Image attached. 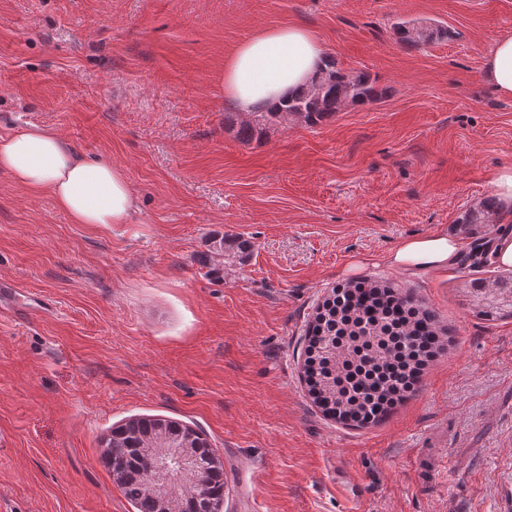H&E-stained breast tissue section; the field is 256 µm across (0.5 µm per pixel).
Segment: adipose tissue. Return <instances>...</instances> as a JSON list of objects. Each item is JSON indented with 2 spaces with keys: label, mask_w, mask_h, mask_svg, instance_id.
Masks as SVG:
<instances>
[{
  "label": "adipose tissue",
  "mask_w": 512,
  "mask_h": 512,
  "mask_svg": "<svg viewBox=\"0 0 512 512\" xmlns=\"http://www.w3.org/2000/svg\"><path fill=\"white\" fill-rule=\"evenodd\" d=\"M322 57V47L308 28L260 30L225 59L224 94L244 115L272 106L305 85ZM482 75L498 96L512 99V35L493 42ZM0 169L32 193H50L76 224H125L136 207L119 167L81 158L62 136L37 126L0 138ZM460 251L457 239L436 230L399 240L381 260L391 268L424 271L454 265Z\"/></svg>",
  "instance_id": "obj_1"
}]
</instances>
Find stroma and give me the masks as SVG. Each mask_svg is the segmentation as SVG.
<instances>
[{"mask_svg": "<svg viewBox=\"0 0 512 512\" xmlns=\"http://www.w3.org/2000/svg\"><path fill=\"white\" fill-rule=\"evenodd\" d=\"M403 21L453 36L406 46ZM288 23L382 95L241 141L224 60ZM506 33L512 0H0V137L58 132L136 198L129 223L75 224L0 170V282L52 305L0 319V512H136L104 441L147 416L206 435L222 512H512V318L473 313L465 261H379L439 228L466 249L512 234V215L459 221L512 165V100L481 75ZM357 281L407 289L448 335L363 429L301 373L315 307Z\"/></svg>", "mask_w": 512, "mask_h": 512, "instance_id": "1", "label": "stroma"}]
</instances>
